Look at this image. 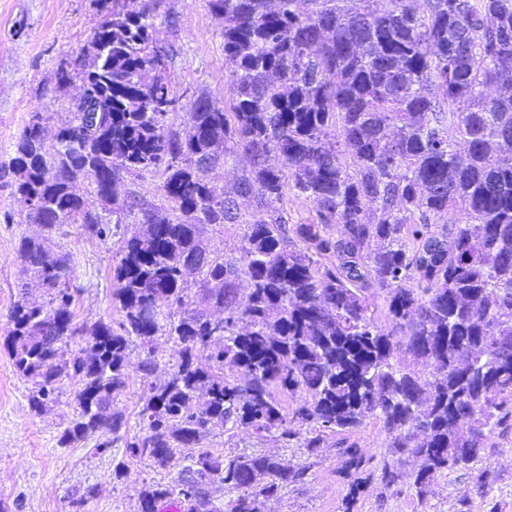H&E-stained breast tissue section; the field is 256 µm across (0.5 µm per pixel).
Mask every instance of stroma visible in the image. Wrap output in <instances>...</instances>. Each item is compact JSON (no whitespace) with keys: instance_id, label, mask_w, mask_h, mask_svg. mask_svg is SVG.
<instances>
[{"instance_id":"stroma-1","label":"stroma","mask_w":512,"mask_h":512,"mask_svg":"<svg viewBox=\"0 0 512 512\" xmlns=\"http://www.w3.org/2000/svg\"><path fill=\"white\" fill-rule=\"evenodd\" d=\"M161 8L175 20L171 26L158 25L155 37L178 50L167 70L179 100L168 123L181 131L187 125L191 94L202 93L220 103L228 98L224 22L211 13L207 0H163ZM102 19L99 0H0V168L8 164L31 112L45 113L51 132L69 119L81 81L60 83L56 71L83 52ZM5 212L13 221L0 223V512H71V501L90 486L97 494L83 512H138L140 491L152 483L176 480L188 451L176 449L171 466L163 470L147 459L129 458L119 447L99 451L92 437L70 448L59 447V436L75 407L73 381L64 382L56 401L42 412L30 410V386L16 373L3 340L8 310L20 285H27L29 300H46L43 290L29 283L17 254L19 239L38 235L40 229L19 204L12 176L0 171V214ZM45 247L72 259L75 322L90 327L117 318L112 305L116 242L88 237L80 225L67 224L47 237ZM203 445L219 457L265 454L309 464L305 482L265 501L262 512H339L348 491L337 473V450L329 442L311 454L282 447L269 435L260 437L244 429L227 434L216 428ZM417 468L416 461L404 460L401 481L387 490L375 479L365 484L353 512H456L464 495L469 498L468 512H512V434L500 438L497 452L479 462V470L489 474L484 489L450 474L430 484L420 499L411 487Z\"/></svg>"}]
</instances>
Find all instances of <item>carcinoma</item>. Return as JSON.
<instances>
[{
  "label": "carcinoma",
  "instance_id": "obj_1",
  "mask_svg": "<svg viewBox=\"0 0 512 512\" xmlns=\"http://www.w3.org/2000/svg\"><path fill=\"white\" fill-rule=\"evenodd\" d=\"M208 2L224 20V106L195 95L184 131L170 128L178 101L166 72L177 50L152 33L173 18L161 0L138 11L102 0L91 41L57 71L60 82L81 80L71 120L48 147L46 117L34 112L13 146L14 193L52 218L47 232L78 221L90 238L119 241L121 319L86 331L71 310L69 256L20 240L47 295L20 296L7 315L4 344L31 385V410L74 380L60 446L106 430L98 450L121 439L126 455L160 469L175 449H195L174 484L140 492L139 512L167 498L186 512H261L262 499L305 480V463L214 457L199 444L215 428L300 440L310 453L336 439L343 512L366 482L371 460L355 435L370 421L392 454L420 461L419 499L451 473L484 488L473 465L499 447L493 437L512 433V0ZM221 160L243 164L230 190L206 177ZM145 173L160 176L172 216L134 194L109 219L73 190L86 180L107 203L116 182ZM290 192L313 204L316 222L266 209ZM132 221L143 234L125 235ZM225 224L241 239L237 258L200 239L203 226ZM379 299L388 330L376 321ZM159 335L177 360L158 386ZM80 337L86 346L61 358ZM134 346L144 351L143 428L122 436L127 419L113 403ZM376 471L385 489L401 479L386 458ZM216 479L223 507L208 497Z\"/></svg>",
  "mask_w": 512,
  "mask_h": 512
}]
</instances>
